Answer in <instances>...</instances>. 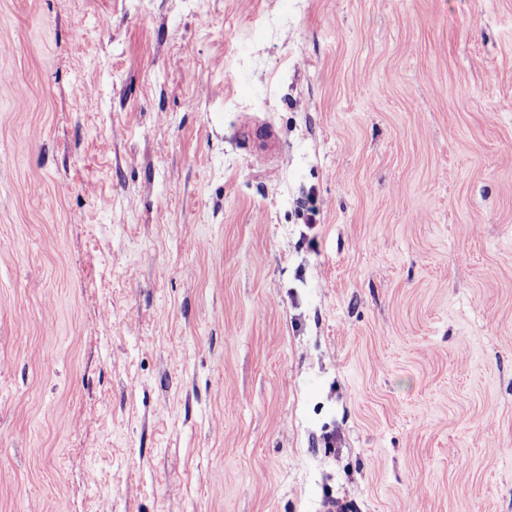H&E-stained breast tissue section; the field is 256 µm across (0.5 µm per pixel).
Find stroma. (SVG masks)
Segmentation results:
<instances>
[{
    "instance_id": "obj_1",
    "label": "stroma",
    "mask_w": 512,
    "mask_h": 512,
    "mask_svg": "<svg viewBox=\"0 0 512 512\" xmlns=\"http://www.w3.org/2000/svg\"><path fill=\"white\" fill-rule=\"evenodd\" d=\"M0 512H512V0H0Z\"/></svg>"
}]
</instances>
